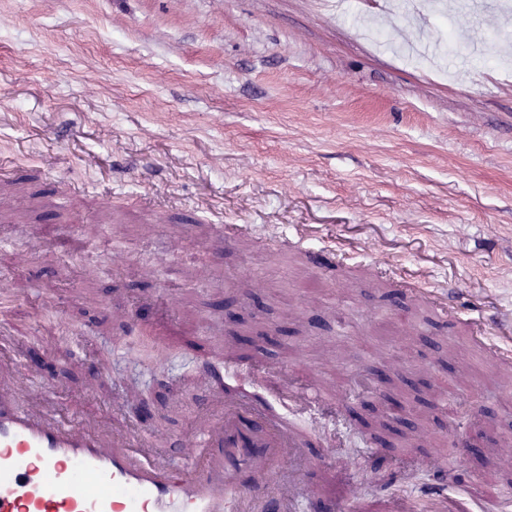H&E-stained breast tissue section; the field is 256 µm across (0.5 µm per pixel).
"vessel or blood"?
<instances>
[{
  "instance_id": "1",
  "label": "vessel or blood",
  "mask_w": 512,
  "mask_h": 512,
  "mask_svg": "<svg viewBox=\"0 0 512 512\" xmlns=\"http://www.w3.org/2000/svg\"><path fill=\"white\" fill-rule=\"evenodd\" d=\"M476 342L501 368L512 349L490 343L481 320ZM32 376L0 380V512H319L304 497L288 504L280 473L303 451L297 431L253 399L224 400L175 441L173 453L126 431L72 420L36 403ZM309 412L343 392L310 385L293 392ZM360 484L347 474L335 512H358Z\"/></svg>"
}]
</instances>
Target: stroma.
I'll use <instances>...</instances> for the list:
<instances>
[{
  "label": "stroma",
  "instance_id": "stroma-1",
  "mask_svg": "<svg viewBox=\"0 0 512 512\" xmlns=\"http://www.w3.org/2000/svg\"><path fill=\"white\" fill-rule=\"evenodd\" d=\"M470 27L434 0H0L1 352L43 357L36 384L66 415L164 440L218 397L259 399L313 444L298 498L353 467L364 512H512V468L456 446L435 394L410 442L381 436L374 394L312 416L284 388L456 373L512 438V374L468 340L478 317L512 330V24L479 53ZM51 340L76 357L44 356ZM227 357L221 382L195 369ZM427 452L433 477L409 464Z\"/></svg>",
  "mask_w": 512,
  "mask_h": 512
}]
</instances>
